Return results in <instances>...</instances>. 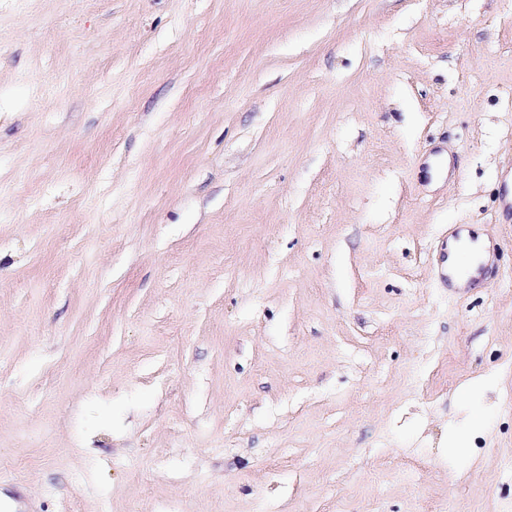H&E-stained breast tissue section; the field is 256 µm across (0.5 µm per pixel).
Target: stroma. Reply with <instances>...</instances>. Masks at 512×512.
Masks as SVG:
<instances>
[{"label": "stroma", "mask_w": 512, "mask_h": 512, "mask_svg": "<svg viewBox=\"0 0 512 512\" xmlns=\"http://www.w3.org/2000/svg\"><path fill=\"white\" fill-rule=\"evenodd\" d=\"M511 180L512 0H0V512H512ZM464 255H467L473 264L480 260L485 263L489 257V245L482 236H479L475 240L464 239L455 252H448V272L453 274L456 271L458 277L454 276L452 283L457 287H466L476 280L466 277L467 272L462 268Z\"/></svg>", "instance_id": "stroma-1"}]
</instances>
